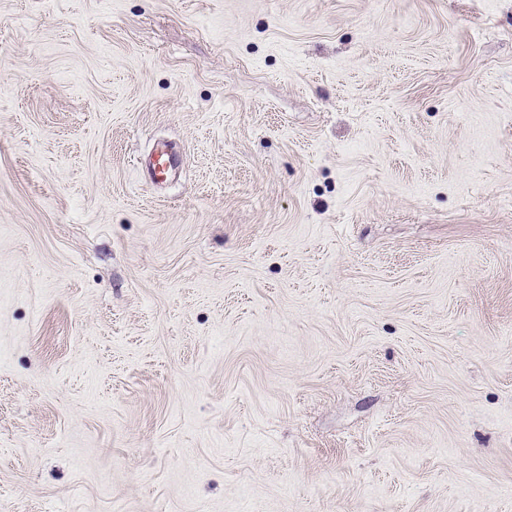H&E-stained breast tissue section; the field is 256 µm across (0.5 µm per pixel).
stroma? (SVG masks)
Here are the masks:
<instances>
[{"instance_id": "stroma-1", "label": "stroma", "mask_w": 512, "mask_h": 512, "mask_svg": "<svg viewBox=\"0 0 512 512\" xmlns=\"http://www.w3.org/2000/svg\"><path fill=\"white\" fill-rule=\"evenodd\" d=\"M0 512H512V0H0Z\"/></svg>"}]
</instances>
